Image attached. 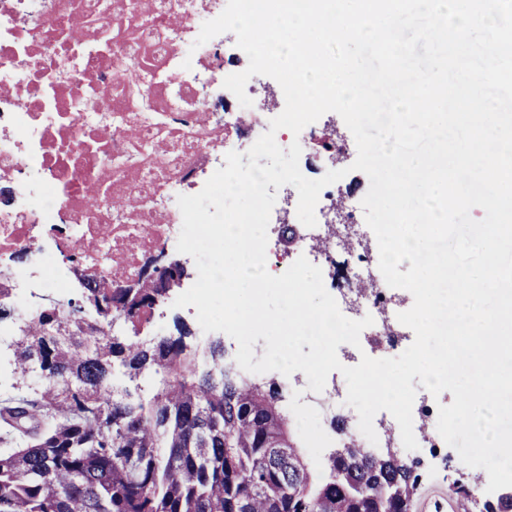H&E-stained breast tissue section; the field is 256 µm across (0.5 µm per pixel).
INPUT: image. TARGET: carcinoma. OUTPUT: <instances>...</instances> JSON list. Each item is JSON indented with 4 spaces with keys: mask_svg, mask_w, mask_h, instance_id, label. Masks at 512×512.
I'll return each mask as SVG.
<instances>
[{
    "mask_svg": "<svg viewBox=\"0 0 512 512\" xmlns=\"http://www.w3.org/2000/svg\"><path fill=\"white\" fill-rule=\"evenodd\" d=\"M164 301L112 294L103 313H39L13 351L38 397L0 400V512H410L411 461L397 449L330 455L313 473L288 431L281 385L224 363L185 323L147 343L114 336Z\"/></svg>",
    "mask_w": 512,
    "mask_h": 512,
    "instance_id": "obj_1",
    "label": "carcinoma"
}]
</instances>
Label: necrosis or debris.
I'll return each instance as SVG.
<instances>
[{
	"label": "necrosis or debris",
	"instance_id": "necrosis-or-debris-1",
	"mask_svg": "<svg viewBox=\"0 0 512 512\" xmlns=\"http://www.w3.org/2000/svg\"><path fill=\"white\" fill-rule=\"evenodd\" d=\"M167 11L143 15L116 10L114 0H0V257L24 252L32 263L0 266V286L56 288L70 270L57 253L77 255L87 279L120 289L139 276L146 259L176 247L183 217L178 196L200 192L228 152H247L249 130L266 132L284 101L219 112L233 100L224 88L243 52L216 36L196 45L202 21L219 16L227 0H170ZM147 25L163 50L152 64L123 47ZM194 45L192 55L184 48ZM140 74V95L157 111H122L117 93L128 74ZM129 203L113 209L112 196ZM335 185L320 193L317 224L298 236L295 253L322 270L326 290L352 320L372 316L367 334L397 347L398 307L388 305L379 257L355 251L349 278L337 281L331 253ZM345 209L343 227L359 223ZM373 285L360 292L361 282ZM310 432L343 409L347 383L340 372L324 390L307 389L303 372L283 378Z\"/></svg>",
	"mask_w": 512,
	"mask_h": 512
}]
</instances>
